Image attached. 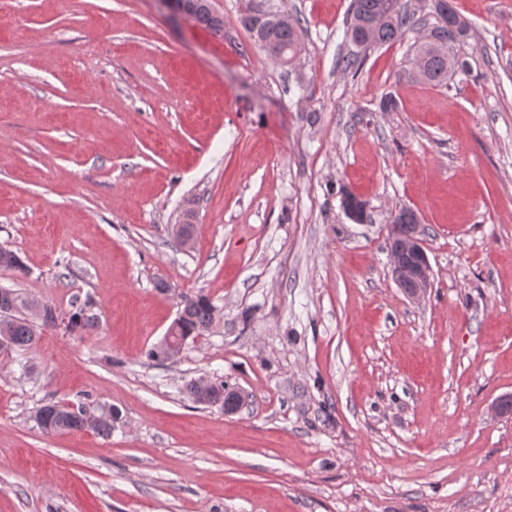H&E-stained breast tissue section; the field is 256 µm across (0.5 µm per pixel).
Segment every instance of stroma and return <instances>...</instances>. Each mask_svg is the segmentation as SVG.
Returning <instances> with one entry per match:
<instances>
[{"label": "stroma", "mask_w": 512, "mask_h": 512, "mask_svg": "<svg viewBox=\"0 0 512 512\" xmlns=\"http://www.w3.org/2000/svg\"><path fill=\"white\" fill-rule=\"evenodd\" d=\"M275 2L304 21L287 65L250 0H213L220 36L160 0H0V248L29 270L0 286L98 316L37 326L27 367L0 352V512H512V415L488 412L512 394V0H452L472 73L444 87L411 33L341 70L351 0ZM402 208L418 304L391 275ZM197 292L214 325L149 360ZM199 377L242 408L193 402ZM49 403L121 420L50 434ZM251 12L242 18V23L252 34L255 42L269 57L281 63L292 61L300 50V18L288 15L286 23L260 24ZM412 214H403L399 223L394 224L391 233V248H399L408 238L404 246V254L412 253L421 257L422 262L416 266H409L404 261L402 253H391L390 266L395 277V283L403 290L406 297L413 303L424 301L433 287L432 269L426 254L425 243L422 238L420 224H414ZM414 224V226H413ZM89 306H93L89 300L81 302L76 299L73 301L67 322V326L70 330H86L96 326L98 317L92 310L87 309Z\"/></svg>", "instance_id": "35a3bbf8"}]
</instances>
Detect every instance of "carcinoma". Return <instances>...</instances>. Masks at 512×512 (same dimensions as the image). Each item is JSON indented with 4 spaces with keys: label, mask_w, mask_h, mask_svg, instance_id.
<instances>
[{
    "label": "carcinoma",
    "mask_w": 512,
    "mask_h": 512,
    "mask_svg": "<svg viewBox=\"0 0 512 512\" xmlns=\"http://www.w3.org/2000/svg\"><path fill=\"white\" fill-rule=\"evenodd\" d=\"M393 0H352L350 17L345 36L349 42L361 49L394 43L408 32L422 31V40L413 44L411 65L419 67L421 79L439 87L448 86V77L457 70L469 69V62L455 53L457 44L468 34L467 21L448 4V20H434L423 26L418 25L414 14L406 9H395ZM194 21L218 35H224V16L213 7L212 0H196ZM249 30L267 55L282 63L292 61L300 50L299 29L301 20L288 17L286 23H258L251 13L242 18ZM414 217L404 214L395 224L391 233V248H399L412 232ZM0 269L26 273L27 268L20 256L9 249L0 248ZM186 306L170 334V342L160 341L148 351V357L158 362L168 360L169 350L182 347L188 340L201 335L215 318V306L203 294H186ZM26 300L14 290L0 297V307L11 308L15 315L6 322H0V336L8 337L9 346L19 350L34 345L36 331L27 319L21 316ZM91 301L76 299L69 312L67 326L75 331L91 329L97 324V315L88 310ZM121 419L120 412L109 407L103 411L97 407L78 408L62 404H46L35 414L37 424L48 433H69L91 430L107 437Z\"/></svg>",
    "instance_id": "cac0c4a2"
}]
</instances>
